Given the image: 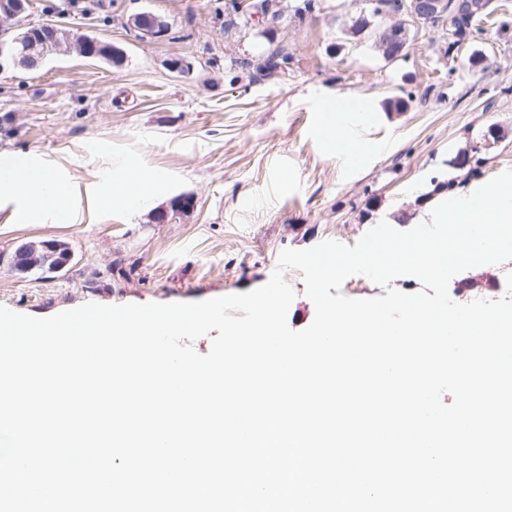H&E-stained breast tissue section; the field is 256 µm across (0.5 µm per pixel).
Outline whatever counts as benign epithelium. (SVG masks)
Segmentation results:
<instances>
[{
    "label": "benign epithelium",
    "mask_w": 512,
    "mask_h": 512,
    "mask_svg": "<svg viewBox=\"0 0 512 512\" xmlns=\"http://www.w3.org/2000/svg\"><path fill=\"white\" fill-rule=\"evenodd\" d=\"M458 4V0H397L395 11L389 13L394 22L381 29L377 37V48L389 60L406 55L410 34L405 18L432 23ZM28 0H0V26L12 25L25 33L12 42H0V52H6L14 63L28 70L40 68L51 52H67L76 49L87 57H99L118 61L121 51L109 44H103L89 36H75L66 29H59L47 23L31 25L23 22ZM127 27L141 35L162 38L167 34L166 24L150 13L130 16Z\"/></svg>",
    "instance_id": "benign-epithelium-1"
}]
</instances>
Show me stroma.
Returning <instances> with one entry per match:
<instances>
[{
  "mask_svg": "<svg viewBox=\"0 0 512 512\" xmlns=\"http://www.w3.org/2000/svg\"><path fill=\"white\" fill-rule=\"evenodd\" d=\"M267 25L256 0H102L90 9L30 0L28 23L55 22L123 53L120 63L75 51L42 67L0 65V157L55 170L71 219L18 216L0 193V306L49 317L89 303L193 302L263 286L286 249L355 244L380 221L407 231L435 201L512 169V0L449 50L440 28L413 22L405 57L375 47L386 16L366 0H276ZM164 18L163 39L126 27L133 14ZM364 31L349 35L359 17ZM285 71L258 79L272 52ZM184 63L174 69L173 61ZM363 96V131L378 152L349 166L330 157L314 120L324 104ZM400 100L401 110L389 109ZM159 173L163 190L131 213L99 201L128 156ZM179 197L194 206L175 208ZM165 212V223L155 221ZM61 241L63 270H13L12 251ZM512 261L452 278L449 294L501 288Z\"/></svg>",
  "mask_w": 512,
  "mask_h": 512,
  "instance_id": "obj_1",
  "label": "stroma"
}]
</instances>
